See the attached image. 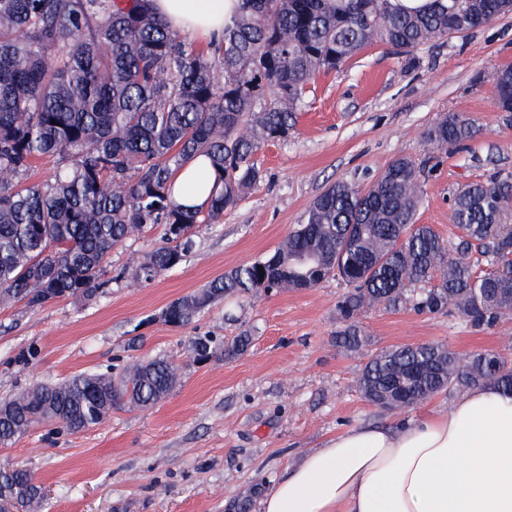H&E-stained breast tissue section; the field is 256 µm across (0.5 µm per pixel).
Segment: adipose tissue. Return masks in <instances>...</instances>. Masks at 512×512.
Returning a JSON list of instances; mask_svg holds the SVG:
<instances>
[{
    "label": "adipose tissue",
    "instance_id": "ef3b65f1",
    "mask_svg": "<svg viewBox=\"0 0 512 512\" xmlns=\"http://www.w3.org/2000/svg\"><path fill=\"white\" fill-rule=\"evenodd\" d=\"M237 0H153L167 24L219 41ZM214 175L196 159L175 176L182 206L205 202ZM262 512H512V394L484 385L448 412L354 426L288 466Z\"/></svg>",
    "mask_w": 512,
    "mask_h": 512
}]
</instances>
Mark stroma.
<instances>
[{
    "mask_svg": "<svg viewBox=\"0 0 512 512\" xmlns=\"http://www.w3.org/2000/svg\"><path fill=\"white\" fill-rule=\"evenodd\" d=\"M510 65L512 12L409 57L371 46L311 81L296 131L255 154L260 182L218 222L193 229L180 265L149 282L133 279V259L161 242L154 229L113 250L106 285L92 298L34 310L0 306V398L158 355L183 366L181 384L161 403L115 408L83 432L33 427L0 445V467L28 469L47 496L45 512H225L230 500L257 483L270 487L288 465L352 426L448 411L455 397L445 392L404 411L370 405L357 387L363 364L383 348L425 342L512 360V319L476 331L456 316L374 308L359 318L364 346L347 353L334 342L345 285L332 278L222 300L184 327L165 323L162 312L273 252L334 182L371 184L398 157L425 169L418 223L455 243L453 193L512 172V127L503 123L494 81ZM448 112L476 122L467 151L439 154L425 139ZM244 331L252 343L235 358L199 361L191 352L194 337L227 341Z\"/></svg>",
    "mask_w": 512,
    "mask_h": 512,
    "instance_id": "35a3bbf8",
    "label": "stroma"
}]
</instances>
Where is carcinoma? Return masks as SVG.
Wrapping results in <instances>:
<instances>
[{"label": "carcinoma", "mask_w": 512, "mask_h": 512, "mask_svg": "<svg viewBox=\"0 0 512 512\" xmlns=\"http://www.w3.org/2000/svg\"><path fill=\"white\" fill-rule=\"evenodd\" d=\"M511 11L512 0H433L423 13L391 0H240L222 40L204 50L172 30L151 0H0V305L91 298L112 250L145 228L161 229L166 244L135 263L133 279L172 269L191 252L190 229L218 220L260 180L253 156L294 130L317 73L345 67L374 44L410 56ZM495 85L512 123L511 66L496 71ZM475 133L470 117L446 113L427 138L441 150ZM197 157L216 174L211 195L199 208L179 206L175 175ZM43 158L57 170L28 182ZM422 195V170L408 158L367 187L336 182L274 252L172 302L166 321L187 326L225 297L335 277L348 286L336 305L345 323L336 345L345 352L362 346L356 319L374 305L453 313L475 330L511 315L512 172L458 190L460 236L451 249L431 225L416 223ZM303 251L312 262L298 261ZM481 262L489 266L482 274ZM251 340L243 333L217 345L200 336L192 351L199 360L232 358ZM180 377L159 357L117 377L93 371L32 385L0 400V443L40 422L92 428L121 404H155ZM488 383L512 392V362L477 351L462 363L433 342L382 349L357 380L366 400L386 410ZM2 489L22 495V512L45 509L24 468L1 471ZM259 493L255 487L229 507L251 512Z\"/></svg>", "instance_id": "obj_1"}]
</instances>
